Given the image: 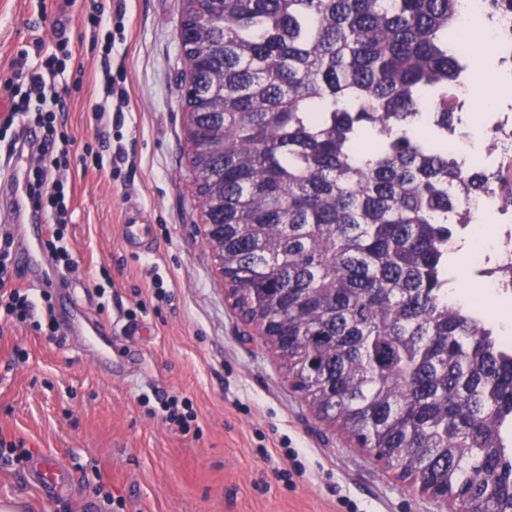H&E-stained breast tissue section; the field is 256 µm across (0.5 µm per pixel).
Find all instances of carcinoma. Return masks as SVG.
<instances>
[{
  "label": "carcinoma",
  "instance_id": "cac0c4a2",
  "mask_svg": "<svg viewBox=\"0 0 512 512\" xmlns=\"http://www.w3.org/2000/svg\"><path fill=\"white\" fill-rule=\"evenodd\" d=\"M459 0H186L187 154L234 306L319 416L461 512H512V357L445 301Z\"/></svg>",
  "mask_w": 512,
  "mask_h": 512
}]
</instances>
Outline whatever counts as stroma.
I'll return each instance as SVG.
<instances>
[{"mask_svg": "<svg viewBox=\"0 0 512 512\" xmlns=\"http://www.w3.org/2000/svg\"><path fill=\"white\" fill-rule=\"evenodd\" d=\"M0 0V80L32 42L54 50L41 4ZM125 41L113 58L128 93L110 132L120 175L72 163L75 260L48 292L56 333L0 317V436L50 451L77 477L75 495L45 497L28 465L0 459V500L24 512H445L397 471L322 420L293 386L275 346L245 323L203 239L186 155L179 85L180 0H112ZM60 115L77 154L99 150L90 109L102 46L73 42ZM151 221L154 248L128 251L121 235L128 201ZM104 325L124 358L102 368L69 330L71 295ZM186 399L189 434L166 419Z\"/></svg>", "mask_w": 512, "mask_h": 512, "instance_id": "35a3bbf8", "label": "stroma"}]
</instances>
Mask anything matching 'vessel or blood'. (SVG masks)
<instances>
[{
	"label": "vessel or blood",
	"instance_id": "vessel-or-blood-1",
	"mask_svg": "<svg viewBox=\"0 0 512 512\" xmlns=\"http://www.w3.org/2000/svg\"><path fill=\"white\" fill-rule=\"evenodd\" d=\"M28 169L27 156L21 153L14 154L7 172V186L12 200L11 219L13 223L26 225L28 230L29 243L24 262L29 268L38 269L45 264V253L41 242L45 237L47 226L34 208L30 195ZM148 236L147 215L137 203H129L122 226V238L125 244L141 252L150 250ZM28 477L47 495L71 489L75 481L73 472L61 466L57 457L50 453H41L34 457Z\"/></svg>",
	"mask_w": 512,
	"mask_h": 512
}]
</instances>
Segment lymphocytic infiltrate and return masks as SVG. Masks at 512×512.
Segmentation results:
<instances>
[{"instance_id": "obj_1", "label": "lymphocytic infiltrate", "mask_w": 512, "mask_h": 512, "mask_svg": "<svg viewBox=\"0 0 512 512\" xmlns=\"http://www.w3.org/2000/svg\"><path fill=\"white\" fill-rule=\"evenodd\" d=\"M70 43L65 31H58L55 53L43 54L41 45H34L35 64L19 61L11 76L0 82V93L11 102L9 113L0 125L12 132L1 148L9 154L28 153L35 161L29 170L31 195L36 208L53 221L51 233L42 246L61 269L73 264L64 243L63 228L70 223L73 214L64 173L74 156L75 139L57 121L58 110L66 106L68 85L64 73L65 61L72 56ZM34 102L41 104L42 110L33 115L29 106ZM13 245L11 235L0 236V309L24 321L30 318L37 303L29 294L12 286Z\"/></svg>"}]
</instances>
